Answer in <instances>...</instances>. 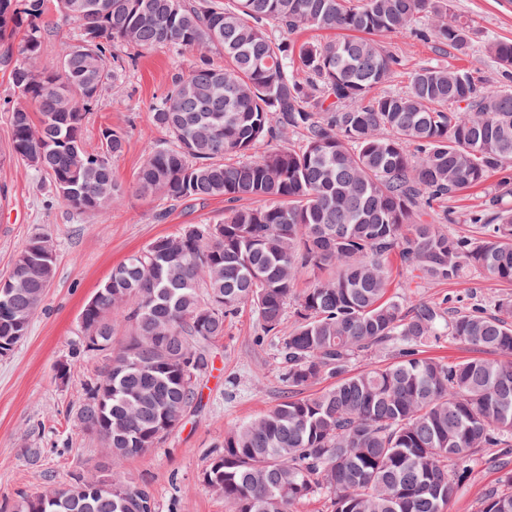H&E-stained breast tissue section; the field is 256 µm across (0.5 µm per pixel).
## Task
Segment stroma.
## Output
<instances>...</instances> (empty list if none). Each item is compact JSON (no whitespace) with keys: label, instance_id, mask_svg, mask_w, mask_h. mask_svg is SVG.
<instances>
[{"label":"stroma","instance_id":"stroma-1","mask_svg":"<svg viewBox=\"0 0 512 512\" xmlns=\"http://www.w3.org/2000/svg\"><path fill=\"white\" fill-rule=\"evenodd\" d=\"M452 13L472 21L468 54L441 53L432 44L406 34L388 38L389 48L407 58L408 68L441 64L468 68L502 84L498 65L485 46L512 40V0H452ZM117 78L102 89L84 120L85 144L96 149L102 128L124 132V152L112 160L124 192L104 215L81 214L67 206L44 174L11 152V127L0 109V279L8 275L15 254L34 234L46 233L56 244L54 279L35 312L27 336L10 356L0 358V502L18 492H39L66 484L72 472H93L104 464L97 438L71 415L82 399L83 384L98 360L72 357L79 313L86 300L110 275L114 265L153 239L185 224H211L224 215V201L208 198L179 204L139 195L133 176L149 145L163 131L151 109L174 74L188 70L197 53L160 47L126 60ZM446 293L463 300L512 295V285L486 276L467 277L443 288H414V299ZM256 321L242 309L224 325L212 346L214 369L201 376L202 402L160 445L128 459L122 466L127 483L148 485L156 512H226L224 498L202 480L227 428L253 419L281 401L287 385L280 376L273 346L257 344ZM71 359L68 383L55 378L58 361ZM503 470L480 457L468 472L448 512H474L475 501L498 486Z\"/></svg>","mask_w":512,"mask_h":512}]
</instances>
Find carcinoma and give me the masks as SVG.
Masks as SVG:
<instances>
[{"label":"carcinoma","instance_id":"cac0c4a2","mask_svg":"<svg viewBox=\"0 0 512 512\" xmlns=\"http://www.w3.org/2000/svg\"><path fill=\"white\" fill-rule=\"evenodd\" d=\"M449 2L0 0V40L18 39L12 154L79 213L123 193L112 158L124 135L105 128L89 150L83 134L85 110L115 77L112 45L222 50L224 67L200 55L152 108L168 141L146 150L134 184L166 202L225 203L221 222L185 224L113 266L81 310L74 354L100 366L73 415L112 439L108 474L77 472L55 498L23 495L3 512H154L147 485L114 473L182 423L212 341L244 306L288 388L333 383L224 432L203 482L229 512H294L312 498L330 512H447L476 456L512 451V297L461 311L451 297L391 292L396 264L403 289L472 274L512 283V93L439 64L412 70L402 92L378 91L404 65L385 45L393 34L468 53L470 24ZM52 10L80 38L35 68ZM308 28L339 36L299 40ZM487 53L512 73V42ZM494 175L485 207L465 215L475 234L448 229V199ZM55 271L48 234L14 257L0 280L1 358ZM443 337L478 355H425ZM390 349L395 361L370 363ZM475 512H512V470Z\"/></svg>","mask_w":512,"mask_h":512}]
</instances>
